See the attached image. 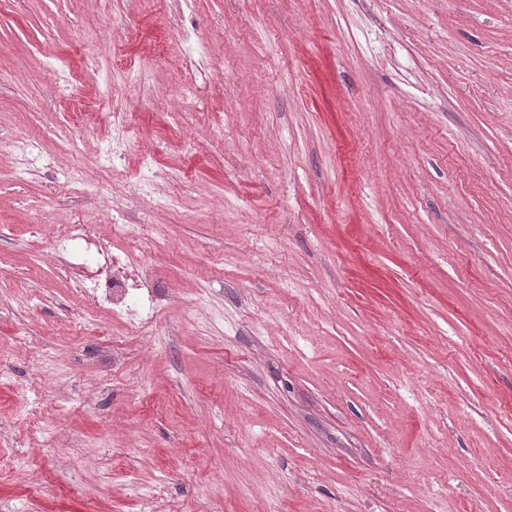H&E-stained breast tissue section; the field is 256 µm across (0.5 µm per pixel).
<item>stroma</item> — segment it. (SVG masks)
<instances>
[{
    "instance_id": "1",
    "label": "stroma",
    "mask_w": 512,
    "mask_h": 512,
    "mask_svg": "<svg viewBox=\"0 0 512 512\" xmlns=\"http://www.w3.org/2000/svg\"><path fill=\"white\" fill-rule=\"evenodd\" d=\"M0 512H512V0H0ZM73 240L83 242L86 252L103 259V263H98L91 274L83 267H73L74 290L77 294L83 295L88 293V288H95L93 295L97 300L112 306L118 298H122V301L129 296L144 299L143 290L149 287L139 274L133 258L134 246L130 242L114 247L97 236L95 225L81 223L71 224L70 239L61 242V249H65L66 241Z\"/></svg>"
}]
</instances>
